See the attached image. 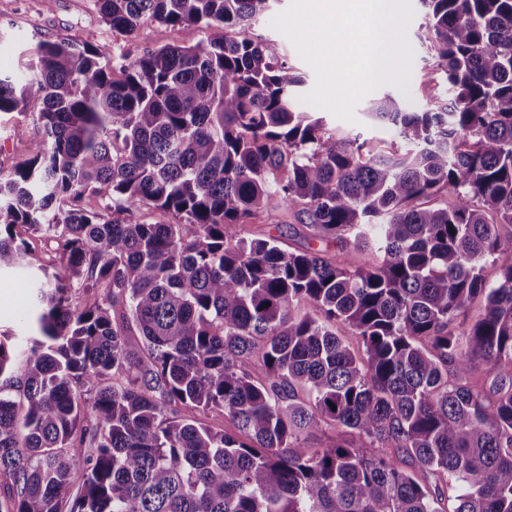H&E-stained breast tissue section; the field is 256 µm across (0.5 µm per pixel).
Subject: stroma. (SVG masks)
Instances as JSON below:
<instances>
[{"mask_svg":"<svg viewBox=\"0 0 512 512\" xmlns=\"http://www.w3.org/2000/svg\"><path fill=\"white\" fill-rule=\"evenodd\" d=\"M291 0H272L265 15L253 26V37L259 38L275 52L285 55L303 82L298 88L299 95H307L314 87L315 74L312 68L299 57L293 44L278 30L272 21L280 12L287 9ZM412 16L406 25V40L412 51L410 67V88L408 93L391 83H384L372 90L356 105L355 122H346L324 113L326 129L340 130L352 134H361L369 140L396 139L397 133L388 125L372 123L366 112L371 98L391 94L399 98L408 112H420L428 109L429 104L419 91V80L424 73H431L439 92H446L445 73L438 69L427 55L419 35L426 24V9L421 0H409ZM91 37L100 54L112 57L123 53L138 56L148 47L194 44L205 39L203 30L189 27H166L152 22L144 23L133 34L124 36L112 32L102 21L96 6V0H54L52 6H45L43 0H0V73L10 75L22 70L25 59L22 52L30 45L41 41H56L62 38ZM46 148L42 136L36 130H28L18 136L10 125L0 124V168L10 169L15 162L35 156ZM242 234L248 238L275 237L283 248L304 250L324 248L326 253L338 257L348 264H357L359 255L340 250L336 245L320 246L318 241L309 239L304 228L296 224L289 215L276 218L264 216L245 225ZM32 286L30 274L23 269L0 271V326L9 327L18 324L20 316L26 311Z\"/></svg>","mask_w":512,"mask_h":512,"instance_id":"obj_1","label":"stroma"}]
</instances>
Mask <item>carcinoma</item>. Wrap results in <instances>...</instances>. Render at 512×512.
I'll return each instance as SVG.
<instances>
[{"mask_svg": "<svg viewBox=\"0 0 512 512\" xmlns=\"http://www.w3.org/2000/svg\"><path fill=\"white\" fill-rule=\"evenodd\" d=\"M268 2L96 0L120 34H215L133 60L44 41L0 75V115L47 144L0 169V269L41 273L39 335L0 331V512H512V0H422L448 98L369 109L404 149L300 111L248 36ZM280 209L379 261L237 237Z\"/></svg>", "mask_w": 512, "mask_h": 512, "instance_id": "carcinoma-1", "label": "carcinoma"}]
</instances>
